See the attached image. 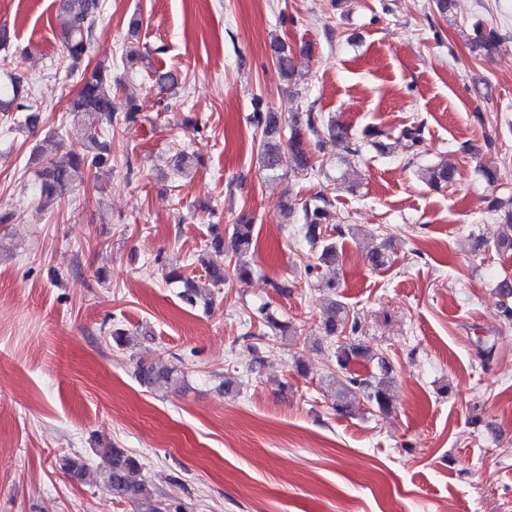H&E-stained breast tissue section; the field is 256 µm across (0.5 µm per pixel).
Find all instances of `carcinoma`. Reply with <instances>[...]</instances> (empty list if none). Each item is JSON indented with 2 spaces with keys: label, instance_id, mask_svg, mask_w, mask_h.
Listing matches in <instances>:
<instances>
[{
  "label": "carcinoma",
  "instance_id": "cac0c4a2",
  "mask_svg": "<svg viewBox=\"0 0 512 512\" xmlns=\"http://www.w3.org/2000/svg\"><path fill=\"white\" fill-rule=\"evenodd\" d=\"M63 17V41L66 50V69L73 73L80 71V90L76 97L69 101L67 111L73 113L83 131L84 149L71 153L66 157L57 158L60 149V134L57 132L46 135L36 146L35 153L40 165L35 172L37 196L40 206L50 207L71 193L79 184L86 180H95L105 169H112V145L104 139L108 128L117 119V106L112 88L111 66L100 63L93 68L81 67L83 58L90 51L94 38L95 25L101 16V0H60ZM473 37L470 38V49L484 59H491L499 53L508 36L495 27H486L476 20L472 23ZM276 63L282 76L291 80L298 75V65L292 50L285 45L275 46ZM154 84L162 91H170L178 87V74L171 71H154ZM34 94L28 79L18 73L7 75L6 81L0 83V112L24 113V125L27 129L36 127L38 114L33 106ZM250 122L260 132L258 143V160L261 167L275 173L281 162L282 144H287L291 154L294 171L306 175L313 168L309 141L304 133L318 138H328L336 143L346 164L360 156L364 142L368 141L378 152L387 154L390 143L379 140L387 136V132L370 130L365 133L366 141L351 137V129L344 123L323 117L316 112H304L296 115L288 123V139H283V127L278 117L272 112H254ZM398 138L411 143V147L420 150L425 144V125L415 121L403 126ZM456 169L453 165L443 163L421 169V178L436 189H446L455 180ZM332 202L327 189L323 188L311 195L301 207V223L298 233L310 246H319L318 263L321 265H337L342 260V251L338 239L351 233L362 232V229L351 224L342 227L338 224L324 234V226L329 224ZM490 209L499 214L507 232L496 242L495 247L512 250V197L496 199ZM231 255L223 265L206 266L207 280L211 287L216 288L228 279L235 278L246 281L251 277L249 255L253 250V220L241 217L232 227ZM314 267L310 266L306 278H315L318 287L331 295V299L321 316L322 331L327 337L338 338L334 356L336 365L346 371L339 381L335 395L336 411L342 415L353 414L354 409L362 402H367L378 410L385 412L391 407V386L394 381L392 367L386 358L371 352L369 348L356 341L359 326L356 318L350 316L347 306L336 300L339 282L323 280L313 275ZM173 283L184 284L181 294L185 303L193 306L201 296L199 288L180 270L173 269L169 273ZM496 289L501 298L499 317L512 322V279L504 277L497 281ZM253 318L259 324L279 331L286 336L291 333L292 326L276 320L263 303L253 311ZM365 360L375 364V370L365 374L351 369V366ZM136 375L147 385L170 383L174 380V370L158 367L153 363L141 360L136 365ZM95 452L101 456L105 465L100 471L102 480L112 489L118 498L131 500L138 505V512H180L181 507H172L155 499L143 478L140 466L135 458L124 450L110 446L97 448ZM61 469L69 476L80 479L85 473L84 462L72 456L61 459Z\"/></svg>",
  "mask_w": 512,
  "mask_h": 512
}]
</instances>
